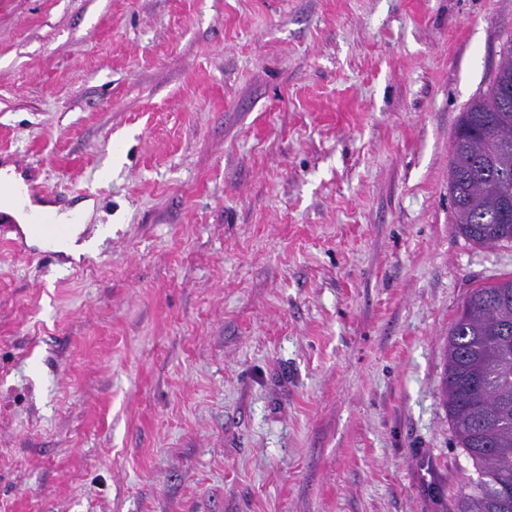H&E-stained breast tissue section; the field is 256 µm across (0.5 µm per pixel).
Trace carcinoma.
Wrapping results in <instances>:
<instances>
[{"label": "carcinoma", "instance_id": "obj_1", "mask_svg": "<svg viewBox=\"0 0 512 512\" xmlns=\"http://www.w3.org/2000/svg\"><path fill=\"white\" fill-rule=\"evenodd\" d=\"M512 38L487 90L460 113L448 167L455 229L478 245L512 243V156L480 153L476 135L492 127L512 141ZM456 447L477 477L450 512H512V277L472 289L448 330L440 382Z\"/></svg>", "mask_w": 512, "mask_h": 512}]
</instances>
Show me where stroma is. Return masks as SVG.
Segmentation results:
<instances>
[{
	"label": "stroma",
	"mask_w": 512,
	"mask_h": 512,
	"mask_svg": "<svg viewBox=\"0 0 512 512\" xmlns=\"http://www.w3.org/2000/svg\"><path fill=\"white\" fill-rule=\"evenodd\" d=\"M512 0H0V164L80 256L0 242V512H449L439 387L512 245L456 123Z\"/></svg>",
	"instance_id": "obj_1"
}]
</instances>
